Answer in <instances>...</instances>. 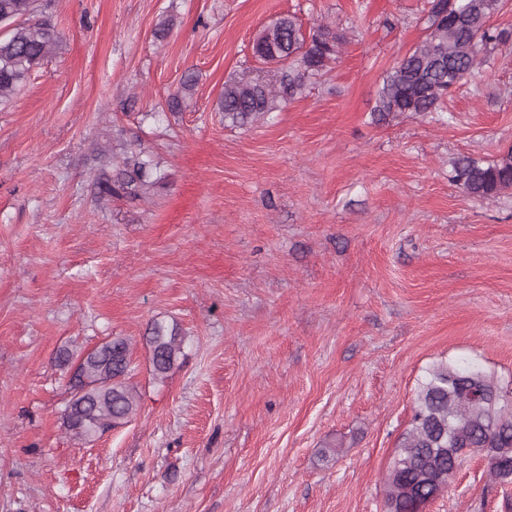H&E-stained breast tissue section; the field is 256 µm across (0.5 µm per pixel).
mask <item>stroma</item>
<instances>
[{
    "instance_id": "1",
    "label": "stroma",
    "mask_w": 512,
    "mask_h": 512,
    "mask_svg": "<svg viewBox=\"0 0 512 512\" xmlns=\"http://www.w3.org/2000/svg\"><path fill=\"white\" fill-rule=\"evenodd\" d=\"M43 5L61 42L0 103V512H386L426 368L464 360L512 384V191L448 180L453 158L512 146V40L445 99L448 120L379 121L427 0ZM288 14L342 34L336 62L225 126V82L275 79L254 39ZM137 149L154 187L102 195ZM156 320L185 337L162 379ZM115 336L140 407L74 444L56 356ZM509 500L471 455L426 512Z\"/></svg>"
}]
</instances>
